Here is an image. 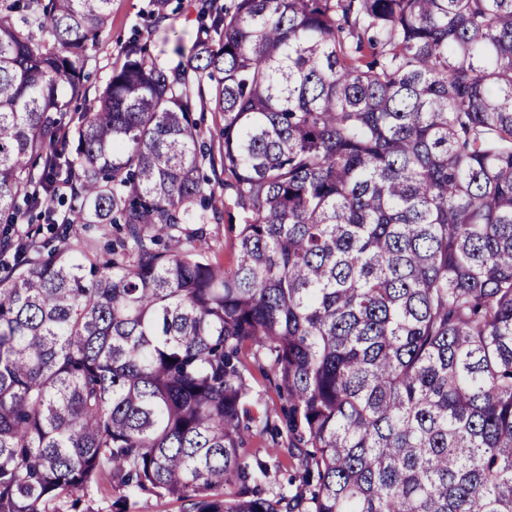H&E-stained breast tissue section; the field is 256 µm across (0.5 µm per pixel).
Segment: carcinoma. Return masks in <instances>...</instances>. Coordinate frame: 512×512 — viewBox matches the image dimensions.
<instances>
[{
	"instance_id": "cac0c4a2",
	"label": "carcinoma",
	"mask_w": 512,
	"mask_h": 512,
	"mask_svg": "<svg viewBox=\"0 0 512 512\" xmlns=\"http://www.w3.org/2000/svg\"><path fill=\"white\" fill-rule=\"evenodd\" d=\"M111 3L0 0V235L20 200L44 221L0 279V512H512V0H199L219 40L187 66L132 41L59 148L68 223L123 226L102 251L31 162ZM197 97L245 214L230 270ZM254 369L288 400L276 492ZM194 113L199 121L200 141L217 157L222 142L220 132L224 125L222 114L213 112L205 103L200 104L199 102ZM251 378L252 396L246 404L243 424L248 427L247 448L249 453L266 456L268 448L273 447V438L269 426L279 422L282 400L273 382L253 370ZM268 422L269 426H266ZM135 512H183L180 502L168 499H157L153 496H144L137 499Z\"/></svg>"
}]
</instances>
